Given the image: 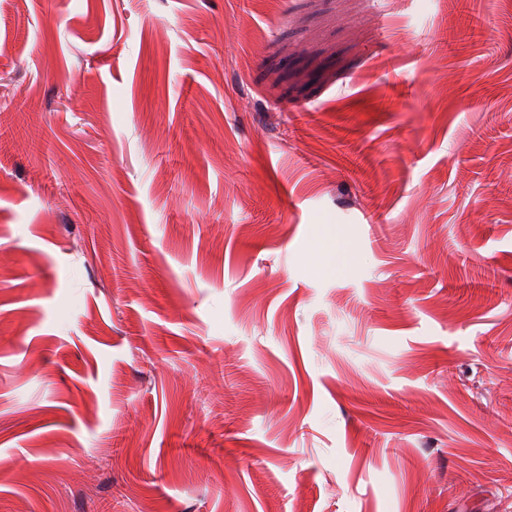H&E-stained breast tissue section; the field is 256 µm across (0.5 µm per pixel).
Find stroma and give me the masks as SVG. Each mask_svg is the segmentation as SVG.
Listing matches in <instances>:
<instances>
[{
  "label": "stroma",
  "instance_id": "obj_1",
  "mask_svg": "<svg viewBox=\"0 0 512 512\" xmlns=\"http://www.w3.org/2000/svg\"><path fill=\"white\" fill-rule=\"evenodd\" d=\"M0 512H512V0H0Z\"/></svg>",
  "mask_w": 512,
  "mask_h": 512
}]
</instances>
